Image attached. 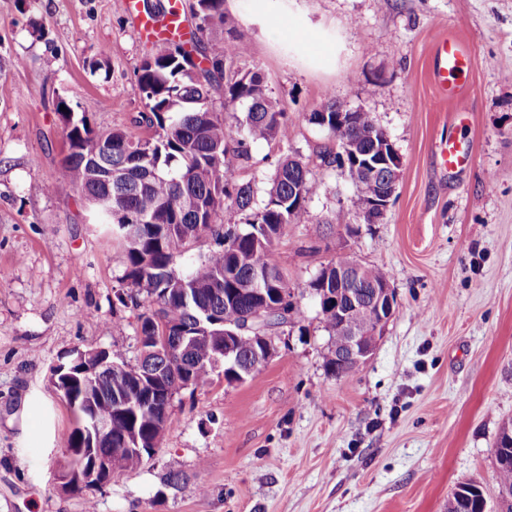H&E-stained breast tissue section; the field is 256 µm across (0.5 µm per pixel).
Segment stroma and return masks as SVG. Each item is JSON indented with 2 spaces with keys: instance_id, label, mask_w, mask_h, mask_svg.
Segmentation results:
<instances>
[{
  "instance_id": "35a3bbf8",
  "label": "stroma",
  "mask_w": 512,
  "mask_h": 512,
  "mask_svg": "<svg viewBox=\"0 0 512 512\" xmlns=\"http://www.w3.org/2000/svg\"><path fill=\"white\" fill-rule=\"evenodd\" d=\"M336 23L338 67L312 70L270 46L224 0L208 38L242 34L288 139L258 140L240 177L263 200L283 154L309 163L311 198L273 248L303 312L277 329V353L241 384L216 376L171 404L157 453L90 496L55 488L75 419L49 382L77 348L140 359L122 240L60 184L58 101L100 131L140 135L137 71L159 46L122 0H0V512H447L460 483L495 499L492 449L512 420V0H276ZM473 52L468 110L434 77L437 43ZM368 112L402 158L396 196L374 223L352 217L355 187L316 154L333 139L310 123L326 100ZM458 139L470 163L450 171ZM349 253L385 271L397 307L373 355L343 377L309 283ZM49 411L24 417L26 399ZM53 438L31 445L30 427ZM187 475L172 488L170 471Z\"/></svg>"
}]
</instances>
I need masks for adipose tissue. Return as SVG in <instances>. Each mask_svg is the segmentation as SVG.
<instances>
[{"label":"adipose tissue","instance_id":"ef3b65f1","mask_svg":"<svg viewBox=\"0 0 512 512\" xmlns=\"http://www.w3.org/2000/svg\"><path fill=\"white\" fill-rule=\"evenodd\" d=\"M247 20L261 24L270 44L287 42L313 67L335 66L341 45L330 38L331 27L312 22L302 14L279 13L272 0H248Z\"/></svg>","mask_w":512,"mask_h":512}]
</instances>
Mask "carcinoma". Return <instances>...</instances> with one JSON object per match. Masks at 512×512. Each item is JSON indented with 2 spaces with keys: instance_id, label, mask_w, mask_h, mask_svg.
I'll return each instance as SVG.
<instances>
[{
  "instance_id": "1",
  "label": "carcinoma",
  "mask_w": 512,
  "mask_h": 512,
  "mask_svg": "<svg viewBox=\"0 0 512 512\" xmlns=\"http://www.w3.org/2000/svg\"><path fill=\"white\" fill-rule=\"evenodd\" d=\"M197 31L183 41L156 48L140 65L138 84L144 111L134 123L148 131L135 137L121 128L110 131L112 151L102 156L104 164L120 178L103 179L93 162L98 139L105 135L91 126L86 113L71 107L58 112L72 152L64 160L61 178L88 202H97V214L123 239L126 250L124 278L132 291L119 296L122 304L144 308L141 327L160 316L186 332L202 330L224 335V328L237 326L251 316H264L269 302L255 301L245 289L252 273L278 270L272 251L278 229L294 224L305 211L311 195L306 162L296 154L280 158L275 166L265 200L258 205L250 183L236 177L237 169L250 162L251 143L288 139L285 113L270 93L264 74L242 67L225 74L229 57L244 60L248 46L241 36L229 32V41H204L200 34L224 23V0H196ZM222 92L224 111L213 110L212 98ZM326 131L337 141H348L359 153H367L384 132L369 113L360 112L347 133ZM380 178L365 177L355 185L353 204L361 205L377 195ZM244 216V227L223 228L224 215ZM137 225L132 239L125 238V225ZM209 235L217 247L199 255L181 268L177 261L202 236ZM188 283L190 295L175 291L174 281ZM388 280L379 268H366L367 287L355 319L357 330L367 335L375 330L377 311L370 303V285ZM319 315L328 335H336L339 312L346 300H336V288L316 293ZM210 347L201 342L193 354L170 352L157 365L160 382L137 413L114 406L122 385L101 372L93 387L97 397L88 398L84 366L71 360L55 368L54 388L69 405L81 407L83 419L96 417L111 423L110 434L96 443L75 423L67 437L68 448L99 445L102 454L140 440L149 447L155 439L152 418L166 398L184 389L210 385L216 371L209 363ZM496 466L497 512H512V422L500 430L493 450ZM448 512H489L482 488L473 482L459 484L448 498Z\"/></svg>"
}]
</instances>
